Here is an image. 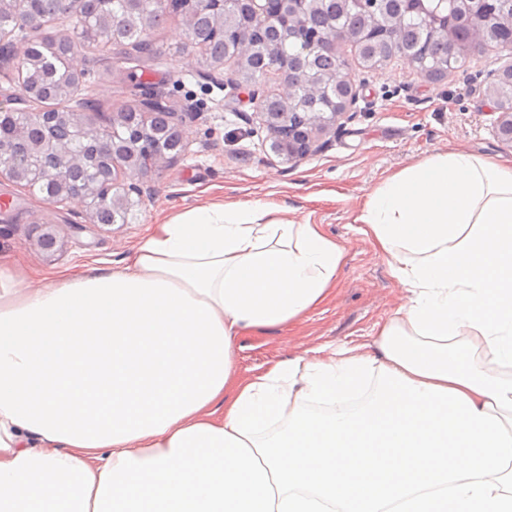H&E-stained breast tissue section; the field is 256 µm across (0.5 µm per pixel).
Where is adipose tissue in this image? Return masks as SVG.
<instances>
[{"label":"adipose tissue","instance_id":"adipose-tissue-1","mask_svg":"<svg viewBox=\"0 0 512 512\" xmlns=\"http://www.w3.org/2000/svg\"><path fill=\"white\" fill-rule=\"evenodd\" d=\"M279 213L198 207L36 288L0 257V512H512V159L388 178L357 221L406 302L239 383L235 338L306 316L344 265Z\"/></svg>","mask_w":512,"mask_h":512}]
</instances>
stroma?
Returning a JSON list of instances; mask_svg holds the SVG:
<instances>
[{
    "label": "stroma",
    "mask_w": 512,
    "mask_h": 512,
    "mask_svg": "<svg viewBox=\"0 0 512 512\" xmlns=\"http://www.w3.org/2000/svg\"><path fill=\"white\" fill-rule=\"evenodd\" d=\"M162 55L143 59L132 75L117 77L112 46L85 49L84 88L102 112L130 101L133 81L160 86L174 112L192 113L184 152L160 162L145 178L148 194L129 224L94 223L84 205H51L41 194L0 180V254L29 269L35 285L59 271L117 268L149 234L151 225L214 201L259 202L283 207L284 220L319 225L346 251L344 267L326 301L302 320L235 340L237 381L244 382L305 352L354 341L366 342L376 323L390 318L405 292L373 243L358 231L355 217L368 196L389 177L425 158L464 150L512 158L494 129L486 95L491 73L512 64V52L488 44L441 78L421 74L400 57L382 67L361 66L350 43L337 52L361 87L360 112L341 125L321 153L294 163L272 152L269 133L256 112L253 90L280 91L269 72L257 86L229 84L234 62L223 69L200 68L199 51L168 55L185 42L180 15H170L151 33ZM55 223L65 242L46 256L36 245L39 224Z\"/></svg>",
    "instance_id": "stroma-1"
}]
</instances>
